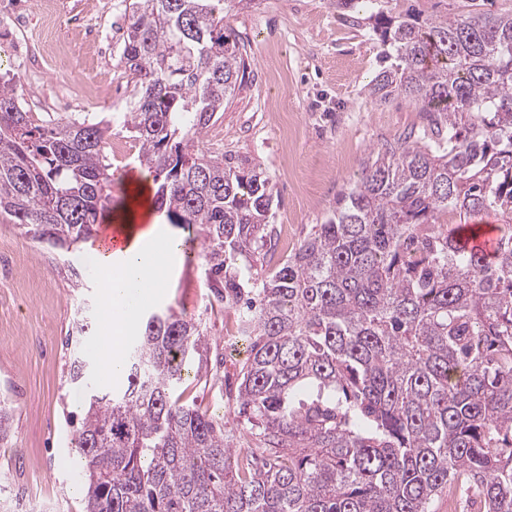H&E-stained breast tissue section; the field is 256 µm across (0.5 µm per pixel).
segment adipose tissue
Masks as SVG:
<instances>
[{"mask_svg": "<svg viewBox=\"0 0 512 512\" xmlns=\"http://www.w3.org/2000/svg\"><path fill=\"white\" fill-rule=\"evenodd\" d=\"M105 223L118 225L124 246L119 252L98 247L92 254L102 272L100 302L112 320L109 328L103 329L99 348L104 355L99 362L103 378L121 377L124 370L122 350L130 341L139 324L140 311L133 298L143 285L146 269L155 272L152 296H160L166 281L165 256L178 253L177 240L157 238V218L143 187H136L129 197L120 217L105 216ZM120 264V273H113V264Z\"/></svg>", "mask_w": 512, "mask_h": 512, "instance_id": "ef3b65f1", "label": "adipose tissue"}]
</instances>
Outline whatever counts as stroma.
<instances>
[{"label":"stroma","mask_w":512,"mask_h":512,"mask_svg":"<svg viewBox=\"0 0 512 512\" xmlns=\"http://www.w3.org/2000/svg\"><path fill=\"white\" fill-rule=\"evenodd\" d=\"M93 1L100 38L112 49L98 64L113 79L111 97L97 106L102 118L133 107L122 60L129 0H62L63 10L76 13ZM410 5L426 17L466 7L512 12V0H364L352 10L337 8L336 0H241L231 12L228 22L246 44L247 69L205 146L232 165L265 172L278 195L271 222L287 228L291 243L331 215L369 154L426 127L423 112L404 97L368 95L384 49L378 24ZM85 60L76 54L60 68L43 62V80L23 85L26 109L52 111L55 92L77 81ZM73 267L82 274L77 288L69 279ZM99 288L87 245L61 254L0 222V393L12 401L10 439L0 444V512L85 510L67 416L100 381L92 363L87 385L71 382L68 338L77 309L97 316ZM210 295L199 263L180 261L153 308L175 309L206 326L212 346L224 354L223 388L208 390L190 377L183 400L230 422L234 405L226 393L237 386L246 352L224 339L236 308L209 307Z\"/></svg>","instance_id":"stroma-1"}]
</instances>
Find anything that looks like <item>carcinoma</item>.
I'll return each mask as SVG.
<instances>
[{
	"mask_svg": "<svg viewBox=\"0 0 512 512\" xmlns=\"http://www.w3.org/2000/svg\"><path fill=\"white\" fill-rule=\"evenodd\" d=\"M235 0H132L119 116L156 185L157 209L195 228L218 300L248 342L232 400L241 435L176 397L184 374L223 382L202 322L140 320L126 384L93 391L74 433L85 512H433L455 491L512 512V13L384 22L373 98L429 120L363 162L332 216L264 274L273 186L224 162L203 135L243 79ZM113 119L23 110L0 75V218L69 249L123 203L106 146ZM504 221L491 257L457 224ZM91 322L77 309L70 379Z\"/></svg>",
	"mask_w": 512,
	"mask_h": 512,
	"instance_id": "carcinoma-1",
	"label": "carcinoma"
}]
</instances>
